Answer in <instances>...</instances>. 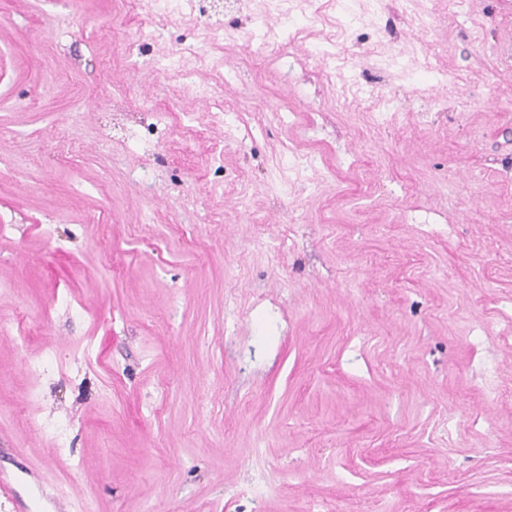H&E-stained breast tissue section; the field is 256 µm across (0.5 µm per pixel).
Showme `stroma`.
<instances>
[{"instance_id": "stroma-1", "label": "stroma", "mask_w": 512, "mask_h": 512, "mask_svg": "<svg viewBox=\"0 0 512 512\" xmlns=\"http://www.w3.org/2000/svg\"><path fill=\"white\" fill-rule=\"evenodd\" d=\"M467 7L328 78L331 9L199 56L250 11L0 0V464L65 512H512V0Z\"/></svg>"}]
</instances>
